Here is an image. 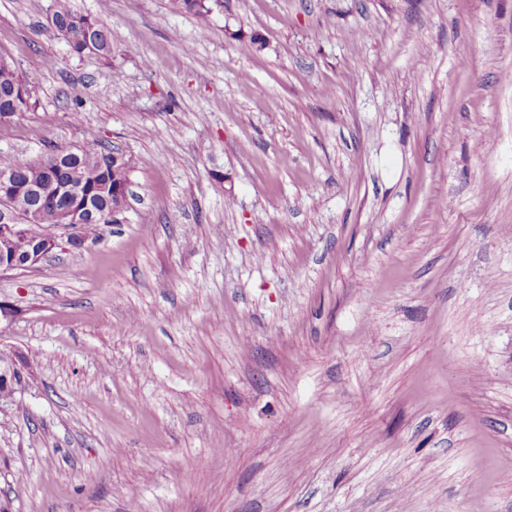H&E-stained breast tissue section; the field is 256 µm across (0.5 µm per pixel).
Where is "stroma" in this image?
<instances>
[{
	"label": "stroma",
	"instance_id": "35a3bbf8",
	"mask_svg": "<svg viewBox=\"0 0 512 512\" xmlns=\"http://www.w3.org/2000/svg\"><path fill=\"white\" fill-rule=\"evenodd\" d=\"M0 0V152L131 163L0 273L10 512H512V0ZM258 39L244 56L238 40ZM52 16L56 29L52 30L67 41V36L75 43L73 49L69 47V51L75 56H96L102 59H109L114 54V45L112 42V34L106 29L98 18L92 17V23L95 25L94 32L89 39L81 29H70L71 20L76 18L84 19L88 14H83L75 10L71 5V0H51L49 6V16ZM69 22L68 29L66 25ZM25 80L14 61L0 55V127H6L13 123L14 119L26 112L30 107V96L25 85ZM24 86L25 98L15 96L14 91ZM19 376H21L20 382L18 381ZM23 385V377L14 357L6 352L1 353L0 390L2 388L3 393H11V395L16 396L22 390Z\"/></svg>",
	"mask_w": 512,
	"mask_h": 512
}]
</instances>
